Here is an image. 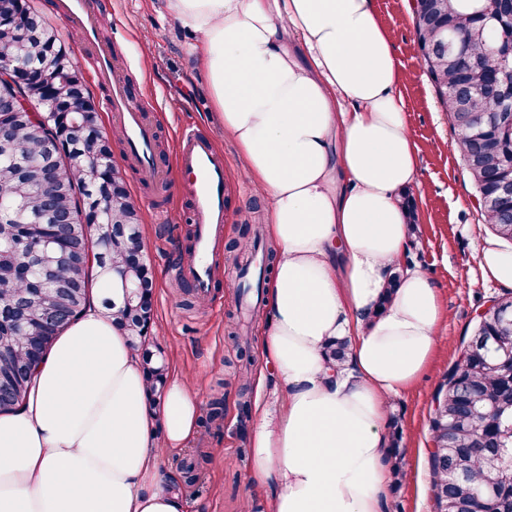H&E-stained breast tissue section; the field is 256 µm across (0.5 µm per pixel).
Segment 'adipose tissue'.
<instances>
[{
  "label": "adipose tissue",
  "instance_id": "obj_1",
  "mask_svg": "<svg viewBox=\"0 0 512 512\" xmlns=\"http://www.w3.org/2000/svg\"><path fill=\"white\" fill-rule=\"evenodd\" d=\"M195 39L218 123L267 203L275 245L251 477L271 512H383L385 423L439 344L432 279L404 261L402 190L418 173L400 71L377 0H164ZM484 277L512 287V249L488 238ZM346 342L342 361L329 347ZM140 353L92 300L0 410V512H186L160 466L188 447L201 403L172 377L157 410Z\"/></svg>",
  "mask_w": 512,
  "mask_h": 512
}]
</instances>
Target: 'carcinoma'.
Returning <instances> with one entry per match:
<instances>
[{
	"label": "carcinoma",
	"mask_w": 512,
	"mask_h": 512,
	"mask_svg": "<svg viewBox=\"0 0 512 512\" xmlns=\"http://www.w3.org/2000/svg\"><path fill=\"white\" fill-rule=\"evenodd\" d=\"M16 2V19L0 23V53L12 51L15 31L32 24L39 28L38 39L33 41L39 54L66 75L75 71L77 63L57 30L30 0ZM447 2L432 9L427 22H418L416 39L424 51L440 28L464 47V56L456 62L427 56L424 64L432 83L448 89L439 102L458 132L461 155L475 188L494 203L491 212L503 219L492 228L500 239L512 243V200L501 196L498 188L500 170L512 160V127L499 128L476 144L467 141L471 114L497 112L512 95V74L502 72L499 57L489 54L494 40L512 36V21L491 28L481 20L485 13L511 15L512 0H461L455 7ZM42 106L45 111L38 117L21 112L14 121L13 142L24 163L0 162V393L11 396L8 408L23 402L37 366L30 352L33 341L42 338L45 350H50L88 301L89 285L95 279L105 286L103 304L109 310L114 307L112 288L121 289L117 315L133 346L142 351L155 400L167 374L165 365L151 355L140 308L143 299L153 294L152 280L144 276L143 264L124 268L123 276L112 277L113 265L124 263L125 243L132 236L142 238L141 216L128 209V193L119 201L107 199L98 205L105 189L101 181L89 176V144L78 143V130L61 133V110L46 102ZM45 161L61 174L54 186L39 180ZM45 195L52 196L74 223L94 213L97 223L109 230L106 237L89 241L90 256L71 254L65 247L46 248L56 219L40 203ZM114 224L132 225L131 234L112 238ZM25 261L34 265V282L16 274ZM49 309L66 310L68 316L45 329L40 319ZM467 341V356L454 362L446 375L448 403L431 419L433 442L438 444L429 459L432 489L440 512H512V470L498 467V459L512 449V324L490 318ZM475 409H492L499 419L478 437ZM488 484L494 485L490 493L473 496L474 488Z\"/></svg>",
	"instance_id": "cac0c4a2"
}]
</instances>
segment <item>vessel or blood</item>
I'll list each match as a JSON object with an SVG mask.
<instances>
[{
    "label": "vessel or blood",
    "mask_w": 512,
    "mask_h": 512,
    "mask_svg": "<svg viewBox=\"0 0 512 512\" xmlns=\"http://www.w3.org/2000/svg\"><path fill=\"white\" fill-rule=\"evenodd\" d=\"M58 6L62 15L82 30L86 40H93L95 29L87 0H59ZM93 67L97 78L111 85L104 108L122 124L127 149L138 162L140 179H155L158 169L153 154V131L144 120L142 106L129 101L123 86L112 81V60L107 47H100ZM175 161L191 177L190 196L195 213L193 258L181 267L180 275L205 293L212 286L207 258L224 230V153L211 140L184 128L177 133Z\"/></svg>",
    "instance_id": "obj_1"
}]
</instances>
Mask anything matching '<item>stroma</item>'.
<instances>
[{
    "mask_svg": "<svg viewBox=\"0 0 512 512\" xmlns=\"http://www.w3.org/2000/svg\"><path fill=\"white\" fill-rule=\"evenodd\" d=\"M100 44L113 57L114 78L131 101L149 104L155 150L166 177L139 180L127 156L125 141L116 139L117 120L101 113L103 132L112 138V160L126 175V186L143 219L144 255L156 288L153 305V351L161 353L168 375L192 376L202 405L224 400L220 429L199 427L189 448L170 452L166 469L182 472L192 466L194 478L184 486L190 512H269V496L249 474L246 433L253 413L243 402L272 401L273 384L241 393L237 369L262 364L259 343L262 318L242 324L237 286L240 268L225 261L234 241H253L264 234L266 203L242 173L234 145L214 122L206 76L197 67L189 31L160 0H92ZM56 28L75 59L91 100L102 105L105 87L98 85L91 62L93 47L85 45L49 0H32ZM380 18L389 30L400 69V94L409 129L419 154V172L407 195L417 208L407 261L419 265L438 288L442 316L441 341L433 360L413 385L394 397L389 424L401 439L400 484L387 491L386 512H435L428 464L432 446L430 417L438 384L460 355L462 337L470 336L475 316L487 302L507 295L506 287L483 277L475 248L494 231L474 203L476 189L463 164L448 114L424 68L415 36L411 0H377ZM189 124L224 152L226 220L214 251L213 287L195 307H187L180 289L179 268L188 260L194 212L188 187L174 163L179 126Z\"/></svg>",
    "mask_w": 512,
    "mask_h": 512,
    "instance_id": "obj_1",
    "label": "stroma"
}]
</instances>
